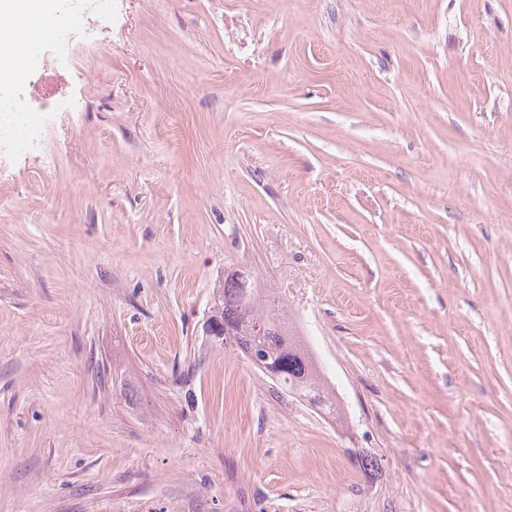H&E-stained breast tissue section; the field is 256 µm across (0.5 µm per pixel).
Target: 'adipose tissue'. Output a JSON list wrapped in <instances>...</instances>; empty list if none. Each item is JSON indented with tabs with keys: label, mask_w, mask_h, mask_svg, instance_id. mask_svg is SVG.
<instances>
[{
	"label": "adipose tissue",
	"mask_w": 512,
	"mask_h": 512,
	"mask_svg": "<svg viewBox=\"0 0 512 512\" xmlns=\"http://www.w3.org/2000/svg\"><path fill=\"white\" fill-rule=\"evenodd\" d=\"M62 16L60 0H0V17L9 21L0 28V76L14 70L15 46L33 51L44 21Z\"/></svg>",
	"instance_id": "ef3b65f1"
}]
</instances>
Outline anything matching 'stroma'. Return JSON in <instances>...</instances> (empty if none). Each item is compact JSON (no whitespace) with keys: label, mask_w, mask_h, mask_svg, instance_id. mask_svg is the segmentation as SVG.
Masks as SVG:
<instances>
[{"label":"stroma","mask_w":512,"mask_h":512,"mask_svg":"<svg viewBox=\"0 0 512 512\" xmlns=\"http://www.w3.org/2000/svg\"><path fill=\"white\" fill-rule=\"evenodd\" d=\"M99 42L35 50L76 109L0 156V512H512V0H113ZM242 267L334 414L205 335Z\"/></svg>","instance_id":"stroma-1"}]
</instances>
